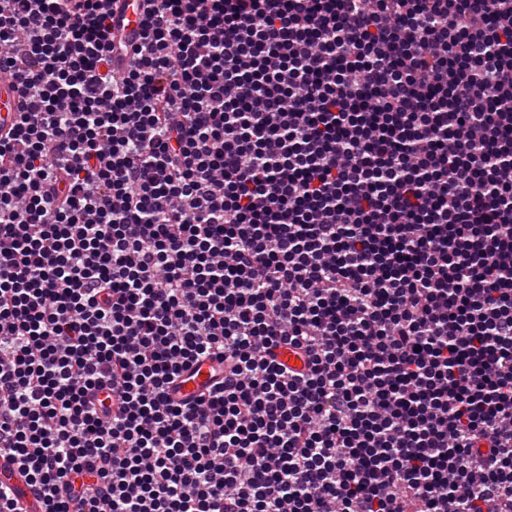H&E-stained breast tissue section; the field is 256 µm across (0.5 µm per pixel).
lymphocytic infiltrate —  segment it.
Wrapping results in <instances>:
<instances>
[{
    "label": "lymphocytic infiltrate",
    "mask_w": 512,
    "mask_h": 512,
    "mask_svg": "<svg viewBox=\"0 0 512 512\" xmlns=\"http://www.w3.org/2000/svg\"><path fill=\"white\" fill-rule=\"evenodd\" d=\"M112 22L0 0V453L41 512H512V0ZM26 99L17 88L16 80L0 76V124L11 122L14 112L23 110ZM224 374V366L216 360H200L185 371L171 392L172 399L190 402L212 387Z\"/></svg>",
    "instance_id": "1"
}]
</instances>
